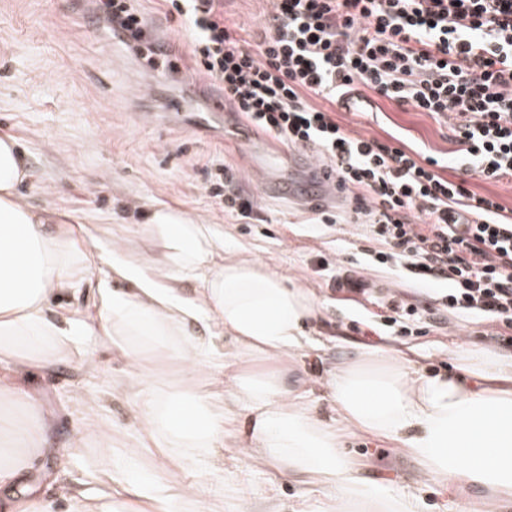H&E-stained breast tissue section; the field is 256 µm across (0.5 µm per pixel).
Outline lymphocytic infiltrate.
Masks as SVG:
<instances>
[{"instance_id":"obj_1","label":"lymphocytic infiltrate","mask_w":512,"mask_h":512,"mask_svg":"<svg viewBox=\"0 0 512 512\" xmlns=\"http://www.w3.org/2000/svg\"><path fill=\"white\" fill-rule=\"evenodd\" d=\"M114 34L146 37L134 0H101ZM183 18L201 74L258 132L315 149L389 249L367 255L444 284L438 303L495 323L512 343V211L467 186L512 178V0H272L257 44L222 0H163ZM370 95L446 117L458 180L402 147L354 135L331 108ZM329 102L315 107L312 97Z\"/></svg>"}]
</instances>
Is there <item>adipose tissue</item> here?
<instances>
[{
	"label": "adipose tissue",
	"mask_w": 512,
	"mask_h": 512,
	"mask_svg": "<svg viewBox=\"0 0 512 512\" xmlns=\"http://www.w3.org/2000/svg\"><path fill=\"white\" fill-rule=\"evenodd\" d=\"M30 175L0 134V512H277L273 481L224 497L225 482L245 478L230 467L244 452L251 469L302 477L292 512H423L405 489L359 480L346 449L357 435L398 445L431 481L484 489L469 512L512 504V357L460 345L454 371L429 374L367 347L316 381L289 382L322 345L307 328L321 313L312 289L228 257L212 225L174 208L112 237L63 222L20 200ZM88 287L93 299L80 304ZM96 340L125 365L110 387L132 422L114 428L102 397L87 395L57 454L84 456L90 436L126 445L104 476L59 481L47 500L25 483L48 424L24 376ZM250 361L275 367L256 373Z\"/></svg>",
	"instance_id": "1"
}]
</instances>
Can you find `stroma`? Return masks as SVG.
Here are the masks:
<instances>
[{
  "label": "stroma",
  "mask_w": 512,
  "mask_h": 512,
  "mask_svg": "<svg viewBox=\"0 0 512 512\" xmlns=\"http://www.w3.org/2000/svg\"><path fill=\"white\" fill-rule=\"evenodd\" d=\"M137 8L150 54L113 36L92 0H0V133L16 137L27 155L34 179L18 188L27 203L71 212L107 234L168 205L213 225L232 256L314 289L322 305L314 328L325 347L297 364V380L319 378L365 346L387 348L425 371L449 370L458 343L512 356L491 339L486 323L442 311L436 302L441 285L408 279L390 264L366 268L365 253L386 245L368 236L365 223H316L322 209L348 216L346 200L308 207L264 194L261 175L245 161V123L231 111L211 114L219 88L194 64L179 16L164 14L159 0H138ZM270 11L269 0H224L227 24L256 39ZM336 120L353 134L399 139L424 157L449 162L457 149L445 118L380 97L372 111L340 109ZM214 166L236 172L243 192L254 197L252 223L225 213L223 199L205 193ZM346 275L360 291L338 290ZM394 300L416 305L419 321L385 322L381 307ZM123 369L102 344L32 375L52 422L51 452L34 465L43 497L58 493L45 474L64 469L76 480L108 469V450L66 464L52 451L79 426L80 394L105 390L106 375L121 376ZM347 447L361 477L404 487L422 499L425 512H462L480 494L471 488L461 496L426 480L417 460L391 443L362 437Z\"/></svg>",
  "instance_id": "stroma-1"
}]
</instances>
